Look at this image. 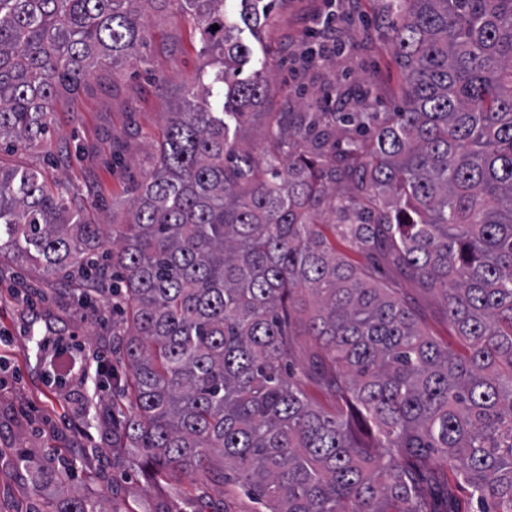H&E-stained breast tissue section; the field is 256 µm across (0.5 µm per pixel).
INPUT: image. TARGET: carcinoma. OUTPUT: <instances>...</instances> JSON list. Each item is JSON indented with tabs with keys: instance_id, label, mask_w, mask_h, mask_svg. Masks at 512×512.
I'll return each instance as SVG.
<instances>
[{
	"instance_id": "obj_1",
	"label": "carcinoma",
	"mask_w": 512,
	"mask_h": 512,
	"mask_svg": "<svg viewBox=\"0 0 512 512\" xmlns=\"http://www.w3.org/2000/svg\"><path fill=\"white\" fill-rule=\"evenodd\" d=\"M156 2L0 0V149L47 140L58 94L134 57ZM177 2L218 93L184 88L128 223L112 225L129 321L112 450L152 479L221 465L224 512L241 493L270 512H462L459 489L469 512H512V0H385L397 111L279 112L261 158L226 118L251 113L268 77L238 78L250 49L224 0ZM240 2L257 22L260 0ZM104 238L65 179L0 166V253L100 276ZM383 262L439 293L464 353L380 283ZM294 336L319 345L302 374L330 411L289 364ZM15 465L36 492L54 476Z\"/></svg>"
}]
</instances>
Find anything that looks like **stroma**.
I'll return each instance as SVG.
<instances>
[{"instance_id":"stroma-1","label":"stroma","mask_w":512,"mask_h":512,"mask_svg":"<svg viewBox=\"0 0 512 512\" xmlns=\"http://www.w3.org/2000/svg\"><path fill=\"white\" fill-rule=\"evenodd\" d=\"M357 4L353 12L338 9L350 54L338 56L328 70L298 71L294 56L325 0H273L265 22L257 26L239 24L241 4L227 0L225 15L252 50L243 76L260 69L273 75L259 114L236 127L240 143L263 149L266 125L276 113L315 103L318 91L332 82L345 89L365 82L367 111H396L401 73L388 42L392 19L383 0ZM206 64L194 22L176 0H161L147 12L137 56L96 71L76 93L60 94L49 140L22 152H0V165H24L50 180L65 178L92 223H127L132 190L153 168L154 140L180 103L184 84ZM85 286L81 269L49 275L36 263L0 254V512H39L59 495L51 483L41 492L32 490L12 465L20 455L67 467L73 490L94 494L110 483L113 512H222L219 472L156 483L140 467L113 455L112 396L123 369L112 336L124 328L123 313L120 304L82 299ZM409 291L427 332L458 348L437 298L414 285ZM29 297L52 327L43 347L28 330Z\"/></svg>"}]
</instances>
